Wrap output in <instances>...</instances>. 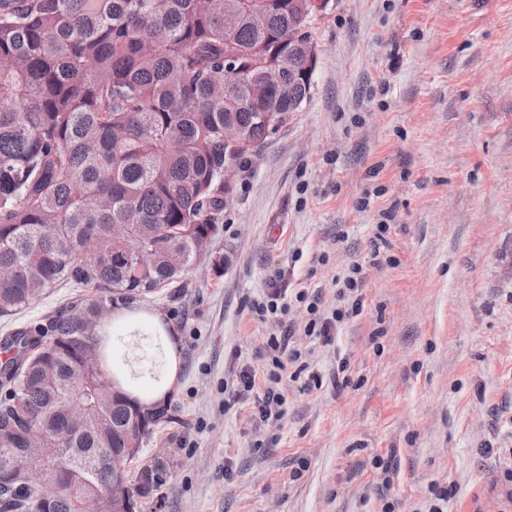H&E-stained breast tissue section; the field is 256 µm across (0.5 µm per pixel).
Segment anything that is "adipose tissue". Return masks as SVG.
I'll return each instance as SVG.
<instances>
[{
    "label": "adipose tissue",
    "instance_id": "obj_1",
    "mask_svg": "<svg viewBox=\"0 0 512 512\" xmlns=\"http://www.w3.org/2000/svg\"><path fill=\"white\" fill-rule=\"evenodd\" d=\"M116 382L127 395L145 404L167 399L177 387L180 340L159 312L119 308L101 331Z\"/></svg>",
    "mask_w": 512,
    "mask_h": 512
}]
</instances>
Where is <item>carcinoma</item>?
Masks as SVG:
<instances>
[{"instance_id": "cac0c4a2", "label": "carcinoma", "mask_w": 512, "mask_h": 512, "mask_svg": "<svg viewBox=\"0 0 512 512\" xmlns=\"http://www.w3.org/2000/svg\"><path fill=\"white\" fill-rule=\"evenodd\" d=\"M288 2L0 0V317L64 282L96 290L0 338V473L15 474L0 497L14 512L36 500L34 471L59 489L44 512H78L87 498L112 512V456L137 422L105 364L98 330L110 314L97 316L183 280L200 259L224 266V161L267 140L258 113L290 112L278 90L251 97L266 70L288 72L277 45ZM259 4L263 26L251 19ZM229 45L243 74L226 84ZM227 121L252 144H225ZM131 211L133 240L113 236ZM135 245L148 254L140 274ZM63 448L98 459L77 468ZM164 471L126 474L137 508Z\"/></svg>"}]
</instances>
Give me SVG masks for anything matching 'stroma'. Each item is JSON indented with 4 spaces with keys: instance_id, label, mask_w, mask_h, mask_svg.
<instances>
[{
    "instance_id": "stroma-1",
    "label": "stroma",
    "mask_w": 512,
    "mask_h": 512,
    "mask_svg": "<svg viewBox=\"0 0 512 512\" xmlns=\"http://www.w3.org/2000/svg\"><path fill=\"white\" fill-rule=\"evenodd\" d=\"M309 32V96L241 163L223 267L138 302L182 356L147 512H512V0H327ZM355 265L361 313L307 335ZM289 326L263 420L236 382Z\"/></svg>"
}]
</instances>
